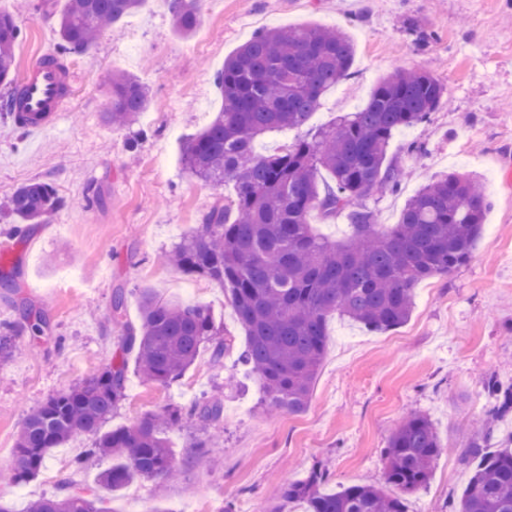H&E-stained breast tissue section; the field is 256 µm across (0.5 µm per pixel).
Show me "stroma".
Masks as SVG:
<instances>
[{
	"instance_id": "1",
	"label": "stroma",
	"mask_w": 512,
	"mask_h": 512,
	"mask_svg": "<svg viewBox=\"0 0 512 512\" xmlns=\"http://www.w3.org/2000/svg\"><path fill=\"white\" fill-rule=\"evenodd\" d=\"M65 2L0 0L22 31L18 74L57 51ZM307 24L344 28L356 49L350 78L323 96L309 129L361 109L376 82L399 70L433 71L448 89L427 122L391 140L388 159L408 174L398 192L368 199L381 224L397 223L422 184L453 172L479 180L492 204L469 262L419 284L404 325L376 333L329 317L309 406L293 415L261 407V384L240 362L245 333L228 291L159 257L234 197L232 185L196 178L181 159L183 141L222 105L214 78L225 58L261 29ZM63 64L76 80L47 131L26 133L0 112V199L39 179L60 200L45 224L0 215V323H22L30 307L50 322L25 354L0 359V471L31 411L111 362L121 334L110 318L113 298L123 295L134 323L139 291L150 288L168 301L208 307L230 346L218 365L201 350L169 385L128 372L107 429L209 396L222 399L223 421L210 441L193 418L169 429L180 478L160 500L152 483L132 482L107 498L110 512H220L228 502L266 512L280 503L285 482L316 467L329 473L327 491L370 482L393 496L384 451L414 412L430 419L445 450L408 512H448L469 479L460 454L478 439L474 423L487 414L485 381L512 383V0H204L187 38L175 31L168 0H146L92 50L64 54ZM109 70L146 85L151 121L115 128L102 120L101 77ZM93 445L92 436L78 435L54 449L29 482L0 480V500L27 512L32 500L64 484L95 486L109 463L91 454Z\"/></svg>"
}]
</instances>
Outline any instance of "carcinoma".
Instances as JSON below:
<instances>
[{
    "mask_svg": "<svg viewBox=\"0 0 512 512\" xmlns=\"http://www.w3.org/2000/svg\"><path fill=\"white\" fill-rule=\"evenodd\" d=\"M146 0H66L59 16V52L88 50L103 30L118 25ZM203 0H170L176 32L191 35ZM20 37L15 18L0 12V86L8 95L0 110L16 111L19 84L14 50ZM354 45L345 32L326 26H287L255 34L224 61L215 84L222 106L211 123L183 145L182 159L194 176L223 187L233 184L231 204L212 210L184 238L169 261L184 272L227 287L247 344L242 364L263 385L264 404L303 413L327 343L326 321L334 313L386 332L409 318L415 287L446 276L471 258L489 202L480 182L459 174L435 178L407 201L398 224L384 232L378 214L364 203L395 192L403 171L385 163L389 141L404 128L427 121L448 96L431 71H398L375 87L365 106L339 116L312 137L272 153L255 152V142L273 129L301 128L321 98L351 74ZM104 112L114 126L135 124L148 103V89L135 77L114 72L105 82ZM330 182L322 184L318 173ZM58 206L53 187L41 181L20 186L4 201L5 211L27 224H42ZM342 216L352 233L336 242L313 233L310 216ZM24 330L39 338L49 329L45 315L27 310ZM112 322L123 329L112 363L74 388L50 396L26 418L8 470L20 483L38 475L54 448L77 434L97 436L91 453L111 460L98 482L117 492L134 480L167 482L174 462L164 432L182 415L177 410L145 413L135 424L100 433L124 396L129 357L146 380L177 381L203 348L213 362L229 344L224 329L204 306L163 302L144 290L137 326L125 321V301L112 302ZM18 349V335L0 330V356ZM503 395L488 421L512 406V390L489 384ZM223 406L207 398L192 406L202 430L218 428ZM493 431L463 451L471 469L468 484L450 512H512V448L490 450ZM443 446L432 423L413 414L392 433L386 450V480L400 489L387 496L371 483L337 493L322 490L314 472L288 481V504L306 512H408L407 496L424 487ZM95 490L69 484L55 496L30 504L28 512H108Z\"/></svg>",
    "mask_w": 512,
    "mask_h": 512,
    "instance_id": "obj_1",
    "label": "carcinoma"
}]
</instances>
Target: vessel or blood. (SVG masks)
I'll use <instances>...</instances> for the list:
<instances>
[{"instance_id": "obj_1", "label": "vessel or blood", "mask_w": 512, "mask_h": 512, "mask_svg": "<svg viewBox=\"0 0 512 512\" xmlns=\"http://www.w3.org/2000/svg\"><path fill=\"white\" fill-rule=\"evenodd\" d=\"M20 113L29 131L47 129L51 120L67 107L66 71L50 55L38 57L19 84Z\"/></svg>"}]
</instances>
